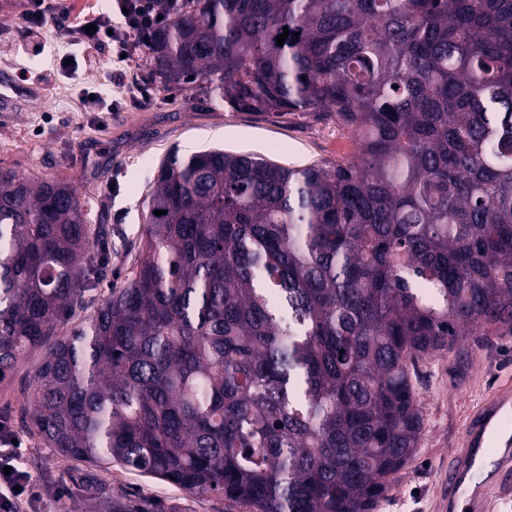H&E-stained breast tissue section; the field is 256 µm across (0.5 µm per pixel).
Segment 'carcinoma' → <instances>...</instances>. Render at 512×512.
Instances as JSON below:
<instances>
[{
	"mask_svg": "<svg viewBox=\"0 0 512 512\" xmlns=\"http://www.w3.org/2000/svg\"><path fill=\"white\" fill-rule=\"evenodd\" d=\"M149 52L234 111L334 112L356 154L171 153L128 282L59 337L107 230L0 170V382L44 348L29 430L66 460L375 512L423 426L409 364L512 336V0H185Z\"/></svg>",
	"mask_w": 512,
	"mask_h": 512,
	"instance_id": "carcinoma-1",
	"label": "carcinoma"
}]
</instances>
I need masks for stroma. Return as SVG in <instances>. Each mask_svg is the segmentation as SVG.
Here are the masks:
<instances>
[{"label": "stroma", "instance_id": "35a3bbf8", "mask_svg": "<svg viewBox=\"0 0 512 512\" xmlns=\"http://www.w3.org/2000/svg\"><path fill=\"white\" fill-rule=\"evenodd\" d=\"M42 29L24 19L28 0H0V93L14 109L0 112V169L21 177L62 179L75 189L88 219L110 230L106 282L87 292L70 316L92 314L109 285H123L138 252L147 194L171 150L188 155L211 147L263 155L286 167L344 163L356 147L330 112H237L225 107L208 83L176 84L155 74L139 57L135 74L151 83L149 101L134 106L126 88L103 75L113 100L109 112L82 101V75L56 72L59 56L108 59L110 47L73 49L64 20L97 12L102 0H54ZM41 350L30 351L0 383V427L18 442V466L33 487L18 512H88L89 501L73 478L78 461L59 458L27 432L26 394ZM423 431L414 456L392 476L376 512H440L448 465L467 414L503 379L512 378V336L466 339L460 349L419 359ZM126 512H251L219 494H196L112 465L96 471Z\"/></svg>", "mask_w": 512, "mask_h": 512}]
</instances>
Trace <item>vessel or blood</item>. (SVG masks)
I'll use <instances>...</instances> for the list:
<instances>
[{"label":"vessel or blood","mask_w":512,"mask_h":512,"mask_svg":"<svg viewBox=\"0 0 512 512\" xmlns=\"http://www.w3.org/2000/svg\"><path fill=\"white\" fill-rule=\"evenodd\" d=\"M512 496V384L501 383L469 413L448 468L445 512H488L490 492Z\"/></svg>","instance_id":"vessel-or-blood-1"}]
</instances>
